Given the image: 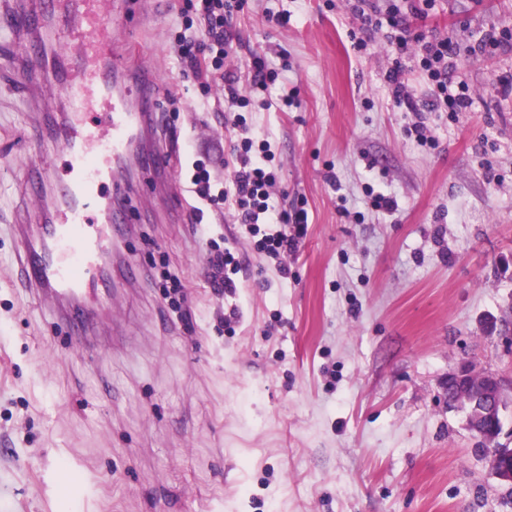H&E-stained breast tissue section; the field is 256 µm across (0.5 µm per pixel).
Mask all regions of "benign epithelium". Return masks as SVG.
<instances>
[{"label": "benign epithelium", "mask_w": 512, "mask_h": 512, "mask_svg": "<svg viewBox=\"0 0 512 512\" xmlns=\"http://www.w3.org/2000/svg\"><path fill=\"white\" fill-rule=\"evenodd\" d=\"M472 395L475 402L484 406L483 413L487 420L494 421L504 409V380L494 373L479 372L469 365H464L448 376V402L460 409L464 408L460 398ZM467 426L481 441L487 445L485 461L492 474L501 482L512 484V448L501 447L497 443L502 425L495 426L488 432L478 421L466 416Z\"/></svg>", "instance_id": "1"}]
</instances>
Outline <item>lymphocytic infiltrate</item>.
I'll return each instance as SVG.
<instances>
[{
  "instance_id": "lymphocytic-infiltrate-1",
  "label": "lymphocytic infiltrate",
  "mask_w": 512,
  "mask_h": 512,
  "mask_svg": "<svg viewBox=\"0 0 512 512\" xmlns=\"http://www.w3.org/2000/svg\"><path fill=\"white\" fill-rule=\"evenodd\" d=\"M433 2L414 0L408 9L396 4L383 12L374 0H357L354 9L366 31L384 32L386 40L398 51L416 44V65L428 79L437 111L463 112L472 105V92L467 83L452 78L463 65L452 40L411 32L405 22L409 14L424 16ZM240 8L241 0H183L179 25L171 35L182 73L192 75L202 93H209L214 82L225 81L228 98L238 108L236 114L226 117L225 123L243 132L230 164L229 185L217 186L204 162L193 163L188 177L197 201L193 212L200 220L205 209L224 206L237 223L246 225L260 253L280 261L281 257L296 253L306 232L308 212L301 206L284 208L276 200L271 145L267 139L247 134L242 110L250 100L239 94L236 78L224 75V61L233 51L232 28ZM266 224L275 225V232H263Z\"/></svg>"
}]
</instances>
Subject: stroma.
Listing matches in <instances>:
<instances>
[{
  "label": "stroma",
  "instance_id": "35a3bbf8",
  "mask_svg": "<svg viewBox=\"0 0 512 512\" xmlns=\"http://www.w3.org/2000/svg\"><path fill=\"white\" fill-rule=\"evenodd\" d=\"M181 4L115 8L112 32L130 37V62L157 67L161 95L177 93L155 144L180 143L178 170L211 159L222 182L224 90L202 97L181 75L167 41ZM408 23L465 52L479 32L512 34V0H437ZM360 25L347 0H243L226 68L255 99L246 118L270 142L276 195L306 201V235L283 274L233 216L206 211L196 232L189 190L165 200L133 180L120 252L142 278L112 290L106 353L11 276L26 168L57 144L30 143L15 48L0 42V512H512V487L448 406L461 365L512 381V93L488 90L512 74V38L459 70L475 96L452 121L416 70L419 111L396 107L394 50L378 34L372 53L354 50ZM256 56L280 73L263 95ZM419 120L434 147L407 136ZM369 184L396 209H372ZM214 243L242 259L223 293ZM160 259L184 284L180 312L155 286Z\"/></svg>",
  "mask_w": 512,
  "mask_h": 512
}]
</instances>
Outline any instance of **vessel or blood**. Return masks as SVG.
Returning a JSON list of instances; mask_svg holds the SVG:
<instances>
[{
    "label": "vessel or blood",
    "mask_w": 512,
    "mask_h": 512,
    "mask_svg": "<svg viewBox=\"0 0 512 512\" xmlns=\"http://www.w3.org/2000/svg\"><path fill=\"white\" fill-rule=\"evenodd\" d=\"M102 2L10 0L15 21L0 24V35L20 49L11 65L22 83L57 88L65 100L33 128L34 140L55 139L59 151L34 165L30 193L41 203L40 223L13 227L16 280L81 332L94 317L91 293L112 292V244L124 231L114 202L128 161L152 170L153 185L178 186L173 147L134 150L161 113L158 76L117 62Z\"/></svg>",
    "instance_id": "b4317fda"
}]
</instances>
